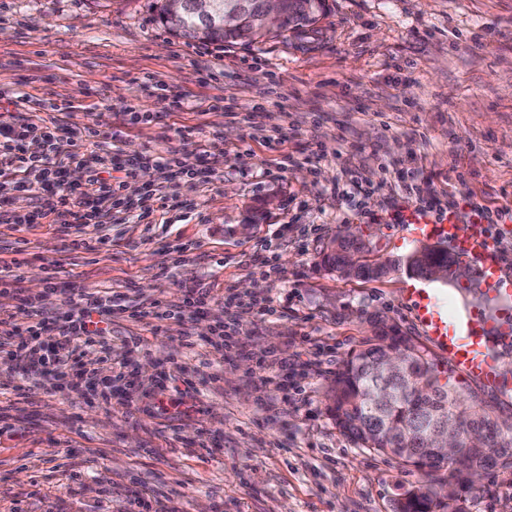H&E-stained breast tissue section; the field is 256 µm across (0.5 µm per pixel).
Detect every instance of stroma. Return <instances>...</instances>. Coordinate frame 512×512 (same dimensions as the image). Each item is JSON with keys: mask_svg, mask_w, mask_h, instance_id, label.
I'll list each match as a JSON object with an SVG mask.
<instances>
[{"mask_svg": "<svg viewBox=\"0 0 512 512\" xmlns=\"http://www.w3.org/2000/svg\"><path fill=\"white\" fill-rule=\"evenodd\" d=\"M329 3L314 36L200 54L154 0H0V114L37 121L20 94L68 105L74 127L118 134L115 161L142 166L96 252L71 251L74 221L0 223L26 294L52 261L63 312L75 286L130 310L215 294L189 319L114 317L110 339L50 373L0 348V512H394L422 482L341 432L325 390L381 327L430 345L423 299L454 321L480 295L342 277L319 251L350 224L401 257L419 243L388 211L405 183L442 208L467 195L501 215L490 238L512 308V0ZM171 151L214 170L211 185L160 177L152 160ZM157 181L165 207L132 223ZM230 295L273 312L229 309ZM458 384L512 421V381ZM160 391L189 414L159 408ZM459 496L464 512H512V474Z\"/></svg>", "mask_w": 512, "mask_h": 512, "instance_id": "stroma-1", "label": "stroma"}]
</instances>
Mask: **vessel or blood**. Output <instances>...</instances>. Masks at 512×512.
Segmentation results:
<instances>
[{"label":"vessel or blood","instance_id":"b4317fda","mask_svg":"<svg viewBox=\"0 0 512 512\" xmlns=\"http://www.w3.org/2000/svg\"><path fill=\"white\" fill-rule=\"evenodd\" d=\"M410 224L414 234L448 238L455 255L461 260L480 259L481 288L486 294H498L502 265L493 242L484 234L483 226L477 220L465 221L452 213L444 224H428L415 218ZM422 317L435 345L447 350L459 375L476 377L493 386L499 384L497 357L488 345L485 319L481 313H474L471 321L455 333L449 332L447 323L437 316L435 310L423 309Z\"/></svg>","mask_w":512,"mask_h":512}]
</instances>
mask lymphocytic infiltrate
<instances>
[{
  "label": "lymphocytic infiltrate",
  "mask_w": 512,
  "mask_h": 512,
  "mask_svg": "<svg viewBox=\"0 0 512 512\" xmlns=\"http://www.w3.org/2000/svg\"><path fill=\"white\" fill-rule=\"evenodd\" d=\"M43 108L50 117L43 123H28L23 130H15L0 122V200L13 203L16 198L42 188V205L38 213L14 212L15 224L33 223L35 216L50 214L62 217L76 213L85 232L74 246L86 251L96 250L101 242L99 231L108 215L107 207L119 201L126 179L137 177L140 167L136 164L113 170L108 156L102 155L97 131L78 134L66 118V107L44 102ZM38 142L39 149L27 151L25 139ZM75 162L84 166L89 185L93 190L90 208L75 210L71 190L64 188L62 166ZM68 301L71 314L66 322H59L50 302L38 299L29 302L30 315L47 335L53 336V350L58 363H65L76 352L93 346L112 333V298L110 295H92L72 292Z\"/></svg>",
  "instance_id": "f902f5d3"
}]
</instances>
